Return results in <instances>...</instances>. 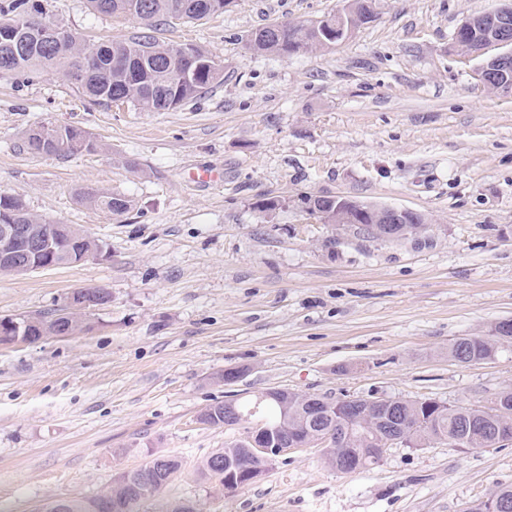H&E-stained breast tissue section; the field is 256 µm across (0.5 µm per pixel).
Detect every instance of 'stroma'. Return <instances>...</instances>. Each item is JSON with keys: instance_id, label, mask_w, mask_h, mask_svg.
Returning a JSON list of instances; mask_svg holds the SVG:
<instances>
[{"instance_id": "1", "label": "stroma", "mask_w": 512, "mask_h": 512, "mask_svg": "<svg viewBox=\"0 0 512 512\" xmlns=\"http://www.w3.org/2000/svg\"><path fill=\"white\" fill-rule=\"evenodd\" d=\"M91 41L143 31L86 0H41ZM379 17L326 52L256 54L270 22L320 18L342 0H232L158 39L196 44L223 81L166 112L88 105L59 71L0 74V193L79 226L104 257L0 272V318L107 291L87 329L0 343V512L94 498L146 452L182 469L164 498L198 512H465L512 485V444L388 448L345 474L317 447L289 452L229 492L197 466L235 438L201 423L210 405L270 388L331 398L486 405L512 386V346L477 363L448 356L512 319V95L475 80L449 47L466 16L500 0H377ZM86 131L70 157L23 151L43 123ZM222 173L221 182L209 181ZM127 197L110 214L79 193ZM344 196L425 214L419 240L331 232L307 198ZM278 201L264 213L257 201ZM240 378L224 385L225 369Z\"/></svg>"}]
</instances>
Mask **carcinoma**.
<instances>
[{
	"mask_svg": "<svg viewBox=\"0 0 512 512\" xmlns=\"http://www.w3.org/2000/svg\"><path fill=\"white\" fill-rule=\"evenodd\" d=\"M114 15H132L146 23L147 31L129 39L111 40L88 44L64 27L47 20L36 0H0V22L12 25L11 33L0 35V63L8 62L7 71L28 74L40 68L42 57L54 56V63L64 70L66 77L83 99L94 106H110L117 99L143 112H164L176 109L196 99L223 78L224 66L213 54L200 46H189L192 52L194 77L185 83L174 85L170 81L167 59H176L183 46L165 44L152 31L161 24L173 21L198 22L224 11L229 0H107ZM348 7L359 25H367L377 18L376 0H353ZM337 13H330L320 21L319 29L303 30L297 26L279 22L269 23L253 31L248 40L249 49L255 53L291 57L313 51H327L344 42L336 28ZM120 58L141 74V80H132L126 71L112 67V60ZM92 62L81 79L74 78V69L81 61ZM67 141L64 156L77 155L98 148L87 142L88 136L72 126L49 128L39 125L25 134V150L40 141L49 145L45 153L51 154L52 142ZM100 210L120 214L131 207V201L120 195L93 197L88 193L80 196ZM309 215L327 223L325 217L336 212V197L319 196L304 200ZM39 217L28 210L21 199L0 194V224H35ZM495 333L488 336H468L457 340L450 347V355L463 362L489 358L503 344ZM288 406L274 400L261 403L257 399L237 401L238 415L229 422L240 426L255 418L275 430L279 440L294 438L307 446L315 436L302 427L303 419L316 414L310 431L334 432L346 428L344 442L334 448L324 449L325 463L342 472L354 473L377 464L370 449L378 447V439L385 427L399 425L408 432L409 448H425L436 441L453 444L454 439L467 429H473L465 447L496 448L499 445L494 426L482 417V406L457 404L440 406L432 401L405 400L401 404L369 420L358 417L365 399H331L311 393L288 392ZM254 428L247 427L242 436L224 445L203 462L200 471L204 476L216 478L227 491V463L231 460L246 462L254 467L264 462L253 456L249 438ZM346 455L353 463L340 464V456ZM154 455H145L137 471L147 470ZM135 471V472H137ZM125 471L102 492L112 503V512H134L133 507L154 498L163 488L159 476L153 475L136 485L128 482L135 475Z\"/></svg>",
	"mask_w": 512,
	"mask_h": 512,
	"instance_id": "carcinoma-1",
	"label": "carcinoma"
}]
</instances>
